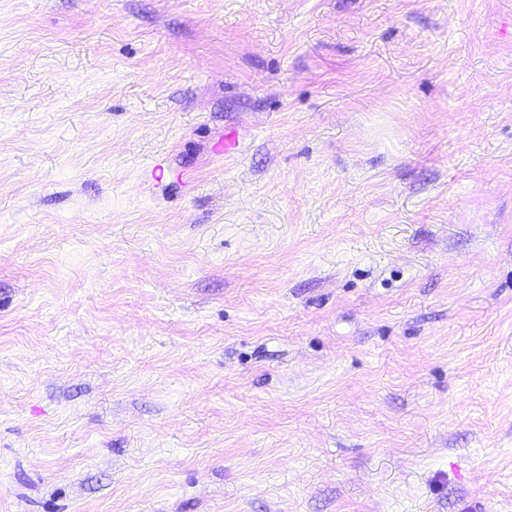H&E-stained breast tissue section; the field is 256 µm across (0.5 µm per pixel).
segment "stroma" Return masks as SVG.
Returning <instances> with one entry per match:
<instances>
[{
    "instance_id": "stroma-1",
    "label": "stroma",
    "mask_w": 512,
    "mask_h": 512,
    "mask_svg": "<svg viewBox=\"0 0 512 512\" xmlns=\"http://www.w3.org/2000/svg\"><path fill=\"white\" fill-rule=\"evenodd\" d=\"M0 512H512V0H0Z\"/></svg>"
}]
</instances>
